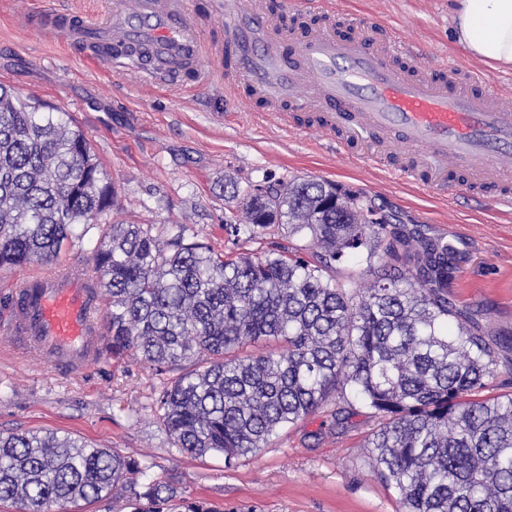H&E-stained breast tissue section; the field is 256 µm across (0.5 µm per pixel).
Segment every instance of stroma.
<instances>
[{"label":"stroma","instance_id":"stroma-1","mask_svg":"<svg viewBox=\"0 0 512 512\" xmlns=\"http://www.w3.org/2000/svg\"><path fill=\"white\" fill-rule=\"evenodd\" d=\"M338 30L353 15L390 28L427 63L492 70L512 94V67L490 68L454 38L453 0H330ZM0 82L22 99L68 113L114 186L118 206L57 256L45 272L88 267L108 224H144L160 244L177 232L224 247L222 224L234 187L295 177L323 178L374 201L394 227L447 242L455 267L448 296L485 332H512V212L469 190L441 198L412 180L349 162L327 137L255 111L245 81L214 69L206 83L174 89L138 73L92 64L56 32L22 25L16 0H0ZM27 265L0 270V434L15 430L68 435L139 462L142 482L171 480L185 496L220 512H398V495L366 462L368 412L347 429H329L328 408L284 428L255 456L180 453L160 428L157 399L172 379L136 356L105 357L85 373L60 378L21 354L8 331L9 298Z\"/></svg>","mask_w":512,"mask_h":512}]
</instances>
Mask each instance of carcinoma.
Masks as SVG:
<instances>
[{
	"label": "carcinoma",
	"mask_w": 512,
	"mask_h": 512,
	"mask_svg": "<svg viewBox=\"0 0 512 512\" xmlns=\"http://www.w3.org/2000/svg\"><path fill=\"white\" fill-rule=\"evenodd\" d=\"M0 83V268L48 260L115 206L116 193L66 113ZM237 190L220 253L178 232L110 224L94 250L109 296L105 353L156 372L182 368L159 398L180 452L251 456L331 403L332 428L369 411L367 464L400 512H512V395L482 396L511 336H489L448 299V244L375 224L372 206L325 179ZM300 236L259 254L273 227ZM365 262L362 280L339 265ZM457 321L451 327V321ZM137 462L54 432L0 435V502L61 512L113 498L129 512H213Z\"/></svg>",
	"instance_id": "carcinoma-1"
}]
</instances>
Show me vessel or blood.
Masks as SVG:
<instances>
[{"label":"vessel or blood","mask_w":512,"mask_h":512,"mask_svg":"<svg viewBox=\"0 0 512 512\" xmlns=\"http://www.w3.org/2000/svg\"><path fill=\"white\" fill-rule=\"evenodd\" d=\"M193 10V0H109L104 21L69 11L56 29L89 50L112 40L113 64L141 70L150 82L179 86L188 75L201 79L207 58L233 60L253 97L280 120L319 112L320 128L343 152L366 137L373 145L366 161L389 174L419 177L449 196L459 169L499 187L497 203L512 208V96L483 77L409 63V49L389 29L360 17L351 18V35H341L324 8L318 26L291 28L252 0H224L215 38ZM100 311L91 276L37 272L14 293L10 330L32 356L71 376L103 356Z\"/></svg>","instance_id":"obj_1"}]
</instances>
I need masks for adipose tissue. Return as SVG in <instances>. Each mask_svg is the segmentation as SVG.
<instances>
[{"instance_id":"obj_1","label":"adipose tissue","mask_w":512,"mask_h":512,"mask_svg":"<svg viewBox=\"0 0 512 512\" xmlns=\"http://www.w3.org/2000/svg\"><path fill=\"white\" fill-rule=\"evenodd\" d=\"M457 42L486 62L512 65V0H456Z\"/></svg>"}]
</instances>
